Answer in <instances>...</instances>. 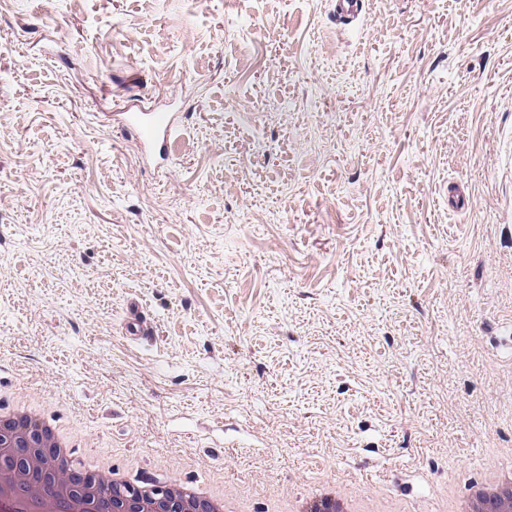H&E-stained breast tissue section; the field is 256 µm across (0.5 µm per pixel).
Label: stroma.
Here are the masks:
<instances>
[{
	"label": "stroma",
	"mask_w": 512,
	"mask_h": 512,
	"mask_svg": "<svg viewBox=\"0 0 512 512\" xmlns=\"http://www.w3.org/2000/svg\"><path fill=\"white\" fill-rule=\"evenodd\" d=\"M144 99L185 114L163 169L121 127ZM21 386L81 453L249 512H469L512 460V0H0Z\"/></svg>",
	"instance_id": "stroma-1"
}]
</instances>
